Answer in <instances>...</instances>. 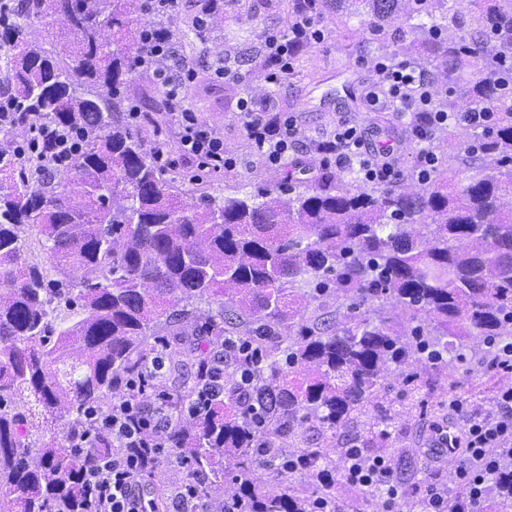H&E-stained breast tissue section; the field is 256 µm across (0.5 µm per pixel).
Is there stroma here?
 <instances>
[{
    "label": "stroma",
    "instance_id": "35a3bbf8",
    "mask_svg": "<svg viewBox=\"0 0 512 512\" xmlns=\"http://www.w3.org/2000/svg\"><path fill=\"white\" fill-rule=\"evenodd\" d=\"M286 3L287 0H226L223 11L207 18L197 35L189 31L197 17L192 0H184L180 11L169 18V28L176 34L183 56L197 67V78L186 91L187 100L204 123L223 135L224 150L236 161L235 167L224 173H206L199 184L189 183L186 175L192 167L181 160L173 130H166L160 141L169 163L167 171L183 195L207 192L221 196L234 186L247 193L258 185H277L281 170L268 166L247 138L237 103L263 83L257 49L265 32L283 26ZM317 20L327 34L326 41L299 55L287 83L269 93L283 115L295 120L313 139L333 131L345 120L369 126L366 113L355 111L354 103L362 99L372 77L374 58L388 57L415 66L426 59L425 37L406 19L384 24L374 33L367 28V17L332 8L319 10ZM221 56L227 57L231 70L241 74V81L233 83L214 76L212 68ZM421 379L430 393L427 404H400L403 386L398 374L391 371L385 374L383 383L388 398L394 401L392 409L373 405L360 418L365 424L390 415L392 438L387 455L410 499L418 497L423 483L442 474L422 452L430 429L440 422L459 427L466 422L464 411L451 409V400L461 399L465 408L488 414L497 411L494 398L469 395V388L478 385L480 377L467 365H459L450 379L425 368Z\"/></svg>",
    "mask_w": 512,
    "mask_h": 512
}]
</instances>
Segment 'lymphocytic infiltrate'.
Masks as SVG:
<instances>
[{
	"instance_id": "lymphocytic-infiltrate-1",
	"label": "lymphocytic infiltrate",
	"mask_w": 512,
	"mask_h": 512,
	"mask_svg": "<svg viewBox=\"0 0 512 512\" xmlns=\"http://www.w3.org/2000/svg\"><path fill=\"white\" fill-rule=\"evenodd\" d=\"M178 8L179 0H144L152 23L146 30L145 54L139 64L152 69L161 82L173 109L171 117L184 160L219 173L234 167L235 162L224 152L223 136L204 125L186 104L185 89L193 82L196 70L180 54L165 24ZM316 13V0H304L291 23L266 33L260 51L266 84L281 85L292 72L298 53L324 41V33L316 26ZM373 72L365 90L371 107H380L387 98L406 100L410 85H418L421 90L416 115L407 124L414 140L422 145L419 180H429L439 163L437 155L426 147L438 130L451 124L485 130L492 123L494 111L489 106H466L457 112L436 107L431 93L434 80L428 70L381 58L374 62ZM238 109L246 135L263 160L274 167L283 166L302 140L297 124L273 106H259L249 95L239 99ZM316 151L333 159L337 169L356 168L365 184L391 185L398 178L391 159L394 146H378L376 135L367 128L342 123L330 139L317 144ZM228 357L251 359V349L244 344H225L223 354L211 361L209 376L195 399L182 405L179 413L202 414L223 397L224 360ZM164 368V361L158 358L138 377L118 380L119 394L111 405L87 412L80 429L72 435L71 447L81 450L95 447L102 435L112 437L109 452L98 457L84 479L88 512H156L147 474L166 455L176 416L168 408L167 394L157 387ZM496 400L495 417L470 410L463 457L449 471L447 481L424 485L419 495L421 512H481L491 484L502 471L504 458L512 457V387L500 390ZM347 456L350 464L344 473L346 481L357 487L381 488L384 512H401L404 496L392 460L377 456L365 461L354 448L348 449Z\"/></svg>"
}]
</instances>
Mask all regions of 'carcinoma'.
I'll use <instances>...</instances> for the list:
<instances>
[{
  "instance_id": "cac0c4a2",
  "label": "carcinoma",
  "mask_w": 512,
  "mask_h": 512,
  "mask_svg": "<svg viewBox=\"0 0 512 512\" xmlns=\"http://www.w3.org/2000/svg\"><path fill=\"white\" fill-rule=\"evenodd\" d=\"M405 1L434 63L466 64L497 29L480 78L458 89L475 104L497 102L508 74L495 59L512 57V0L480 6V34L470 40L445 24L466 25L460 0H330L377 24ZM36 22L71 50L30 40ZM146 22L141 0H19L0 34V89L15 124L84 134L64 182L38 153L22 159L0 148V512H81L84 474L111 438L78 455L70 435L85 412L112 400L118 378L152 360L158 326L184 321L198 337L194 381L170 394L172 410L196 394L203 366L229 341L258 353L227 358L224 368L248 371L262 401L253 420L240 388L226 384L209 412L176 422L172 446L204 476L197 512H218L230 493L253 512H305L334 487L288 485L262 449L304 456L309 473L346 465L338 431L386 394L385 372L418 392L415 364L443 374L479 338L487 349L472 351L478 365L509 362L498 343L512 336V209L502 203L512 196V108L499 110L478 159L420 193L357 186L325 168L297 193L288 175L276 193L185 200L145 148V127L163 133L168 100L139 126L126 117ZM27 224L40 228V262L28 259ZM324 296L356 307L385 299L406 322L356 315L330 330L299 307ZM202 301L215 313L199 322L194 304ZM76 349L85 354L79 361ZM296 367L308 374L293 377ZM38 415L57 429L39 434ZM301 429L316 437L299 448ZM390 438L381 419L355 434V447L375 457ZM261 466L280 491L255 485ZM486 509L512 512V463Z\"/></svg>"
}]
</instances>
